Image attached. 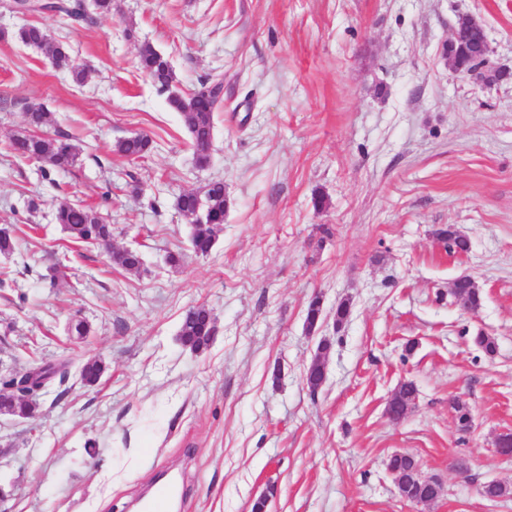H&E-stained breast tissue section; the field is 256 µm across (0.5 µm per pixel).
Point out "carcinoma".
<instances>
[{
  "label": "carcinoma",
  "instance_id": "cac0c4a2",
  "mask_svg": "<svg viewBox=\"0 0 512 512\" xmlns=\"http://www.w3.org/2000/svg\"><path fill=\"white\" fill-rule=\"evenodd\" d=\"M25 9L33 12L60 15L72 22H84L89 15L82 0H29L24 4ZM20 40L27 45L41 48L46 59L55 67L67 69L74 81L82 84L86 80L83 67L76 64L67 49L60 43L49 38L40 27L32 26L20 32ZM139 69L156 87L158 92H166L174 80V73L167 58L158 53L153 47L144 45L139 52ZM223 82L215 80L189 97H169V104L186 117L196 152L198 166L208 163V150L213 139V114L222 102ZM27 122L35 128H43L50 123V113L39 104L31 105L25 112ZM13 150L20 156L35 159L46 164L45 175H51L54 170L65 169L73 165L79 156L76 145L68 142L64 136L59 138L46 137L39 134H23L12 140ZM152 149V140L141 133H133L115 142L113 151L124 157H141ZM177 208L187 217L201 213L203 222L193 224L191 245L195 253L206 255L215 245L214 230L222 229L227 199L224 196V182L211 181L202 189L181 194L177 199ZM56 223L69 233L76 242L90 244L99 239L112 236V229L103 223L91 209L72 205L66 202L58 204L55 214ZM437 236L448 242L455 252H466L469 249L468 240L459 235L453 228L437 230ZM115 265L133 271L140 268L142 261L137 251L124 249L111 253ZM454 293L460 297L472 311L481 306L480 289L469 275H461L452 284ZM211 311L197 306L189 308L182 318L180 339L183 345L195 352H202L210 346L211 335L207 321ZM104 369L96 361H88L81 368V377L89 385H95L101 378ZM8 382L0 384V405L12 413L16 410H34L31 403L16 404L7 389ZM415 394V386L411 382H403L397 388L396 397L390 410L391 420L399 421L405 417Z\"/></svg>",
  "mask_w": 512,
  "mask_h": 512
}]
</instances>
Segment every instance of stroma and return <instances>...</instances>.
Wrapping results in <instances>:
<instances>
[{
    "instance_id": "obj_1",
    "label": "stroma",
    "mask_w": 512,
    "mask_h": 512,
    "mask_svg": "<svg viewBox=\"0 0 512 512\" xmlns=\"http://www.w3.org/2000/svg\"><path fill=\"white\" fill-rule=\"evenodd\" d=\"M466 14L512 69V0H112L80 29L0 0V227L15 239L0 255V376L69 370L67 395L44 394L35 417L0 415V512H132L162 474L181 491L174 512H251L270 485L266 512H512V496L481 494L512 485L495 449L512 432V78L448 71L443 46ZM31 25L86 68L84 84L19 40ZM146 44L169 58L173 92L224 82L206 167L139 70ZM35 103L48 135L80 149L48 180L10 148ZM133 132L154 149L130 160L113 146ZM215 179L228 207L199 257L176 201ZM61 202L96 211L140 269L74 243L54 221ZM448 226L467 253L436 237ZM463 274L478 310L451 288ZM198 304L219 327L200 353L179 339ZM75 319L88 335H68ZM323 342L313 391L304 374ZM90 360L105 371L87 387ZM407 381L416 400L391 421ZM396 453L441 482L438 499L399 496Z\"/></svg>"
}]
</instances>
